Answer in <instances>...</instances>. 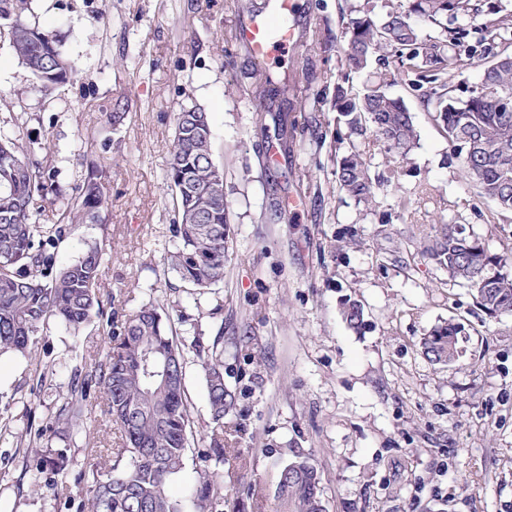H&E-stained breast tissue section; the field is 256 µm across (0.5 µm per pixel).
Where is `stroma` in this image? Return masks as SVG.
Listing matches in <instances>:
<instances>
[{
  "label": "stroma",
  "mask_w": 512,
  "mask_h": 512,
  "mask_svg": "<svg viewBox=\"0 0 512 512\" xmlns=\"http://www.w3.org/2000/svg\"><path fill=\"white\" fill-rule=\"evenodd\" d=\"M355 4L295 0L288 23L317 47L281 53L267 72L289 85L290 101H322L282 112L250 103L257 79L242 40L275 0H30L24 20L56 34L75 74L51 93L34 88L0 18V136L54 147L34 155L64 194L35 211L44 229L62 224L66 198L99 169L100 221L62 224L57 263L100 245L104 312L120 322L154 303L170 318L193 421L171 497L189 503L206 465L224 484L219 512H272L275 472L300 453L318 470L326 512H512V318L487 314L423 251L441 225L457 224L512 271V222H491L434 104L395 81L394 65H373L352 87L387 81L413 117L419 143L398 183L384 181L395 163L382 142L337 128L333 91ZM193 105L209 117L230 203L224 281L203 291L166 261L178 221L166 170L177 115ZM352 146L380 182L373 204L339 190L337 162ZM350 299L363 308L357 328L342 315ZM451 319L467 337L459 363L444 367L421 340ZM219 331L237 397L220 462L198 353ZM107 347L95 320L78 337L49 325L35 357L0 356V420L10 426L0 512H82L80 475L120 444L111 423L95 406L79 428L52 433L59 470L42 466L35 442L75 374Z\"/></svg>",
  "instance_id": "stroma-1"
}]
</instances>
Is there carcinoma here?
Segmentation results:
<instances>
[{
  "mask_svg": "<svg viewBox=\"0 0 512 512\" xmlns=\"http://www.w3.org/2000/svg\"><path fill=\"white\" fill-rule=\"evenodd\" d=\"M375 0H365L346 27L345 66L359 72L392 57L397 76L411 90L437 96L436 120L459 161L465 178L478 194L495 206L494 215H512V55L488 59L482 40L467 43L471 32L492 37L512 35V9L498 7L484 19L481 0H385L381 15ZM28 0H0V16H15L11 42L36 88L49 92L74 73L55 36L27 25L22 14ZM463 16L469 27H450L448 19ZM437 29L423 32L421 24ZM467 61L482 67L480 83L464 98L452 95L448 72ZM259 75L256 97L288 98V85L275 87ZM338 121L352 133L366 129L406 157L417 132L404 102L381 83L351 93L342 84L334 89ZM30 150L0 138V354L31 355L40 333L51 323L78 334L93 318L103 316L97 293L103 250L91 245L73 263L56 267L54 254L42 240V227L31 222L38 203L46 200L44 171L27 159ZM339 189L359 202L371 203L373 182L363 153L353 148L338 163ZM166 180L176 192L179 222L174 225L175 250L167 260L180 278L204 289L224 281L229 205L224 201V169L212 154V130L207 113L198 107L177 117ZM75 202L61 221L95 223L106 203L103 186L91 171L77 188ZM425 252L449 276L470 286L476 303L488 314L512 315V273L502 271V259L492 255L476 237L446 224ZM343 317L354 328L363 323L356 301L343 305ZM111 346L71 384L70 397L54 418L57 426L72 427L85 412L87 390L95 385L104 394L106 414L122 445L110 449L111 464L86 480L88 512H183L167 492L181 472L188 448L191 415L184 390L182 351L168 335L159 308L142 306L121 323L104 324ZM464 328L453 321L433 328L423 341L426 357L437 364L457 361ZM224 327H219L211 352L202 362L212 420L224 430V417L236 406L235 393L224 383ZM286 481L276 485L275 512H325L320 479L308 458L296 454L279 471ZM224 498L216 474L200 471L192 497L193 512H214Z\"/></svg>",
  "mask_w": 512,
  "mask_h": 512,
  "instance_id": "carcinoma-1",
  "label": "carcinoma"
}]
</instances>
